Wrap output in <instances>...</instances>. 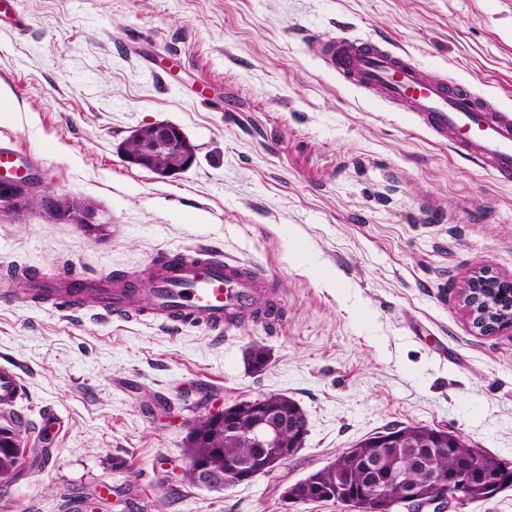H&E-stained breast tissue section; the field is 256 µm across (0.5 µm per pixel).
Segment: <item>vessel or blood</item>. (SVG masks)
<instances>
[{
    "instance_id": "1",
    "label": "vessel or blood",
    "mask_w": 512,
    "mask_h": 512,
    "mask_svg": "<svg viewBox=\"0 0 512 512\" xmlns=\"http://www.w3.org/2000/svg\"><path fill=\"white\" fill-rule=\"evenodd\" d=\"M314 51L343 84L407 113L498 182H512V110L468 82L433 76L404 48L381 37L340 35L315 44ZM145 280L149 286L144 289L132 275L72 282L35 277L26 299H48L59 312L86 308L128 321L146 316L165 327L203 325L218 335L241 320L277 325L285 319L272 304V273L214 246L167 252L149 267ZM23 395L20 374L0 366V406H14Z\"/></svg>"
}]
</instances>
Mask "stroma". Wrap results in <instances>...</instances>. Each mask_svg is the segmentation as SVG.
Wrapping results in <instances>:
<instances>
[{"label":"stroma","mask_w":512,"mask_h":512,"mask_svg":"<svg viewBox=\"0 0 512 512\" xmlns=\"http://www.w3.org/2000/svg\"><path fill=\"white\" fill-rule=\"evenodd\" d=\"M0 24V146L39 195H74L88 235L41 205L0 211V365L26 394L0 407L29 452L0 512H348L286 488L365 437L428 426L512 468V329L485 335L460 296L475 267L512 276V184L409 116L342 85L312 41L351 32L404 46L434 75L512 110V0H20ZM170 123L195 147L163 177L123 146ZM221 247L279 282V327L222 337L25 303L20 266L57 278L140 271ZM265 346L261 372L249 366ZM281 393L307 415L272 473L186 484L185 440L209 411ZM63 427L38 436L45 410ZM45 448L49 458L34 461ZM122 459L115 467L113 459Z\"/></svg>","instance_id":"1"}]
</instances>
